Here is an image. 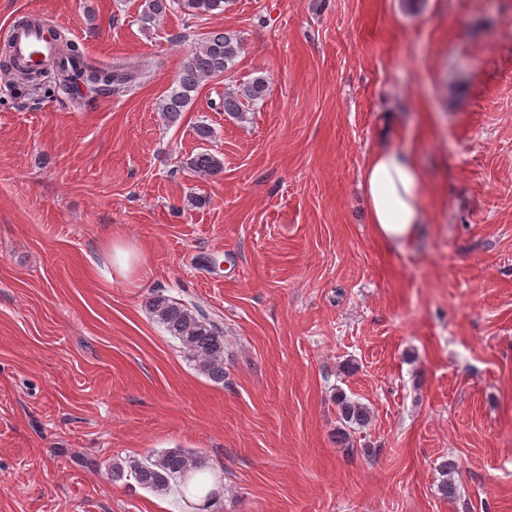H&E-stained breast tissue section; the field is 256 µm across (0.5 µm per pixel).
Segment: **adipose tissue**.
Returning a JSON list of instances; mask_svg holds the SVG:
<instances>
[{"mask_svg": "<svg viewBox=\"0 0 512 512\" xmlns=\"http://www.w3.org/2000/svg\"><path fill=\"white\" fill-rule=\"evenodd\" d=\"M369 219L379 239L399 245L415 239L428 220L423 172L408 148L384 147L362 168Z\"/></svg>", "mask_w": 512, "mask_h": 512, "instance_id": "adipose-tissue-1", "label": "adipose tissue"}]
</instances>
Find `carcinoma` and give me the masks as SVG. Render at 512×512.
Instances as JSON below:
<instances>
[{
	"mask_svg": "<svg viewBox=\"0 0 512 512\" xmlns=\"http://www.w3.org/2000/svg\"><path fill=\"white\" fill-rule=\"evenodd\" d=\"M225 0H144L138 22L148 30L167 12L180 10L187 16V23L202 19L211 14L224 12ZM242 49L241 40L233 32L212 29L203 34L194 51L181 70L177 86L163 99L158 110L170 121H175L186 111L201 84L221 78L232 67ZM69 66L57 68L55 85L65 91L83 84L96 94H115L133 87L142 78L135 68L124 65L99 67L90 63L74 43L65 44L62 50ZM0 69L16 72L28 81L32 91L39 92L46 86V75L39 71L25 74L10 55H4ZM268 91V79L257 76L237 90H230L220 98L218 108L231 117L244 112L245 103L264 98ZM185 167L203 177H214L224 170L223 161L216 155L203 150L189 157ZM145 307L155 317L165 332L175 339L187 358L197 370L215 383L224 382V331L202 307L186 303L156 290L150 294ZM340 427L336 431V443L345 447L352 445L350 431L369 425L371 415L364 404L352 400L345 394L336 397ZM209 471L207 460L197 454L181 449L163 452L142 460L115 461L111 473L114 479L131 478L140 487L164 494L177 487L182 495H191L203 502V507L211 505L215 492H204V477ZM456 471V463L445 459L440 464L442 480L438 490L442 496L456 495V485L451 475Z\"/></svg>",
	"mask_w": 512,
	"mask_h": 512,
	"instance_id": "carcinoma-1",
	"label": "carcinoma"
}]
</instances>
